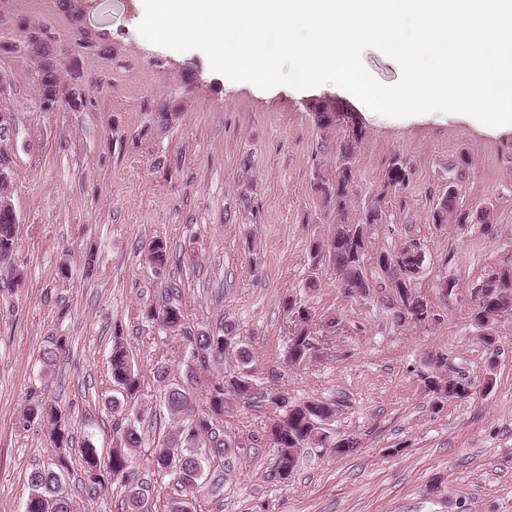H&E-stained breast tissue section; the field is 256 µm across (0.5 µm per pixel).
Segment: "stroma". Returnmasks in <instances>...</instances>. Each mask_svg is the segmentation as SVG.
I'll return each mask as SVG.
<instances>
[{"mask_svg": "<svg viewBox=\"0 0 512 512\" xmlns=\"http://www.w3.org/2000/svg\"><path fill=\"white\" fill-rule=\"evenodd\" d=\"M141 0H0V110L17 130L0 145L14 176L17 247L0 264V512H25L27 475L59 450L46 427L29 422L34 400L56 403L73 436L65 489L74 512H122L121 498L82 483L79 450L114 446L108 370L114 327H122L145 375L140 408L171 424L151 376L188 363L180 337L141 317L143 305L170 299L190 327L227 320L252 354L234 353L204 373L195 405L226 372L245 369L261 388L290 400L336 405L333 438H355L339 455L303 448L288 480L273 478L270 411L227 406L224 431L238 447L224 466V497L202 512H512V316L486 345L471 323L470 291L489 274L512 269V131L456 112L405 118L370 111L333 84L261 89L212 70L199 49L156 46L138 31ZM40 29L66 88L81 93L41 107L33 58L14 51L25 30ZM343 103L329 132L310 105ZM172 111L160 125V108ZM363 131L354 156L350 218L378 195L390 163L405 162L408 187L389 192L387 219L366 226L370 284L345 292L328 258L312 245L332 225L314 190L316 172L333 171L351 126ZM461 176L467 208H490V224H436L431 212ZM165 239V268L149 265ZM417 245L425 256L415 288L431 304L429 325L394 324L392 290L379 253ZM454 289L442 295L441 281ZM314 322L337 317L324 352L288 362V297ZM64 342L52 372L45 348ZM475 382L470 398L436 403L424 379L433 360ZM491 389H483L485 373Z\"/></svg>", "mask_w": 512, "mask_h": 512, "instance_id": "35a3bbf8", "label": "stroma"}]
</instances>
